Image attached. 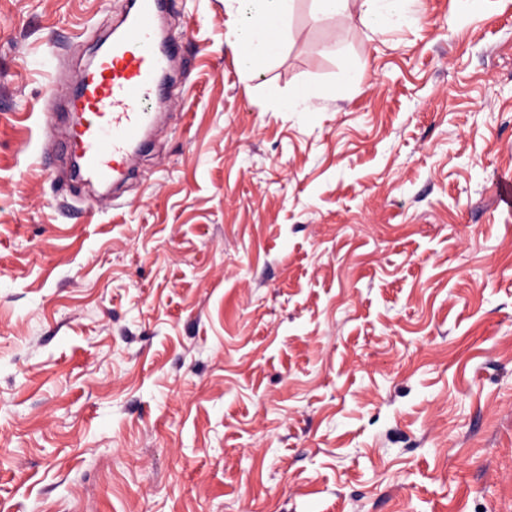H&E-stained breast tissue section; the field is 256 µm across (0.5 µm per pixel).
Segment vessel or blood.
Masks as SVG:
<instances>
[{"label":"vessel or blood","mask_w":512,"mask_h":512,"mask_svg":"<svg viewBox=\"0 0 512 512\" xmlns=\"http://www.w3.org/2000/svg\"><path fill=\"white\" fill-rule=\"evenodd\" d=\"M161 7V0H133L120 36L78 69L74 90L60 102L73 117L66 139L80 173L98 183L113 184L130 174L163 91L161 75L179 50L157 45L152 37Z\"/></svg>","instance_id":"1"}]
</instances>
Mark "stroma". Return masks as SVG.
<instances>
[{"label":"stroma","instance_id":"obj_1","mask_svg":"<svg viewBox=\"0 0 512 512\" xmlns=\"http://www.w3.org/2000/svg\"><path fill=\"white\" fill-rule=\"evenodd\" d=\"M122 7L0 0V512H512V0H295L257 77L169 0L115 200L42 113Z\"/></svg>","mask_w":512,"mask_h":512}]
</instances>
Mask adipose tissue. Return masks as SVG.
Listing matches in <instances>:
<instances>
[{
	"instance_id": "1",
	"label": "adipose tissue",
	"mask_w": 512,
	"mask_h": 512,
	"mask_svg": "<svg viewBox=\"0 0 512 512\" xmlns=\"http://www.w3.org/2000/svg\"><path fill=\"white\" fill-rule=\"evenodd\" d=\"M239 23L227 35V43L241 69L257 76L261 66L285 48L293 0H235Z\"/></svg>"
}]
</instances>
